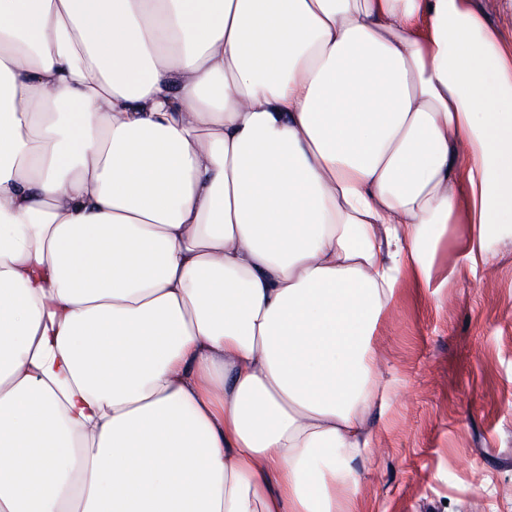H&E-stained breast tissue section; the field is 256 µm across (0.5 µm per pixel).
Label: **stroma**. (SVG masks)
Listing matches in <instances>:
<instances>
[{
    "label": "stroma",
    "mask_w": 512,
    "mask_h": 512,
    "mask_svg": "<svg viewBox=\"0 0 512 512\" xmlns=\"http://www.w3.org/2000/svg\"><path fill=\"white\" fill-rule=\"evenodd\" d=\"M469 235L449 225L378 324L356 512H512V224L474 261Z\"/></svg>",
    "instance_id": "obj_1"
}]
</instances>
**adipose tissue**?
<instances>
[{"label":"adipose tissue","instance_id":"1","mask_svg":"<svg viewBox=\"0 0 512 512\" xmlns=\"http://www.w3.org/2000/svg\"><path fill=\"white\" fill-rule=\"evenodd\" d=\"M452 224H512L474 0H0V512H354Z\"/></svg>","mask_w":512,"mask_h":512}]
</instances>
